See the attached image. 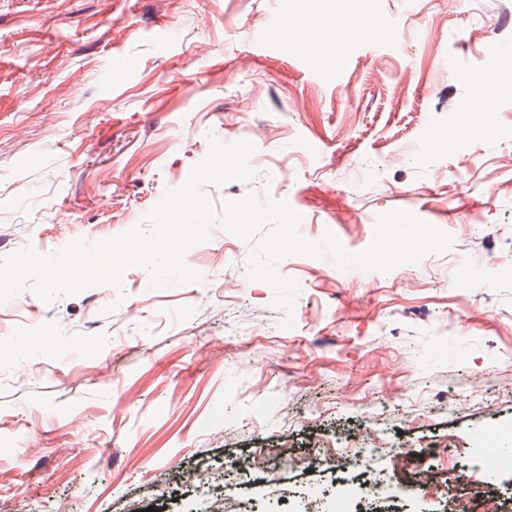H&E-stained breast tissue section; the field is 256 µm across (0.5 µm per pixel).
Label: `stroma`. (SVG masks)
<instances>
[{
    "instance_id": "stroma-1",
    "label": "stroma",
    "mask_w": 512,
    "mask_h": 512,
    "mask_svg": "<svg viewBox=\"0 0 512 512\" xmlns=\"http://www.w3.org/2000/svg\"><path fill=\"white\" fill-rule=\"evenodd\" d=\"M375 9L386 37L321 65L276 36L320 0H0V258L134 227L210 132L256 147L255 177L207 187L214 200L287 201L304 237L329 230L352 252L395 209L455 239L386 274L285 258L289 330L218 225L186 254L202 282L155 290L133 267L121 303L97 286L1 304L0 512H204L228 482L242 512H330L331 491L364 479L345 457L368 448L398 481L389 452L413 451L442 491L357 512L482 503L456 468L512 430V95L491 131L429 140L473 112L512 43V0Z\"/></svg>"
}]
</instances>
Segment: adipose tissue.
I'll return each instance as SVG.
<instances>
[{
    "label": "adipose tissue",
    "instance_id": "obj_1",
    "mask_svg": "<svg viewBox=\"0 0 512 512\" xmlns=\"http://www.w3.org/2000/svg\"><path fill=\"white\" fill-rule=\"evenodd\" d=\"M373 0H352L351 21L339 19L340 10L336 0H324V10L329 16V23L309 27L307 20L298 18L284 23L277 31V37L283 43L294 46L300 43L305 30H312V48L320 61H334L342 49L355 39L385 36L386 30L375 16Z\"/></svg>",
    "mask_w": 512,
    "mask_h": 512
}]
</instances>
